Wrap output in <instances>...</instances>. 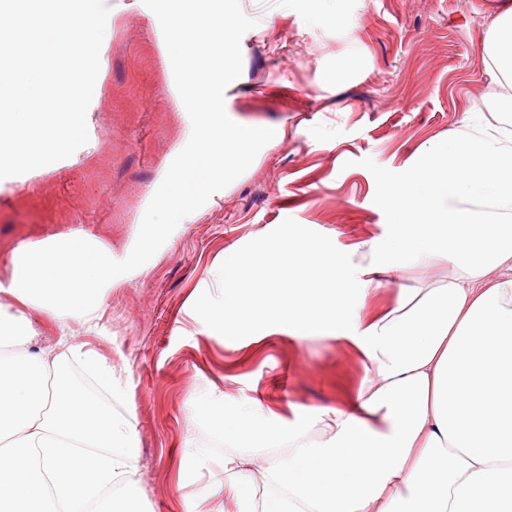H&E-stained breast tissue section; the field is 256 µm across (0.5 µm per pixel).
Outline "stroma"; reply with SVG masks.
<instances>
[{"label": "stroma", "instance_id": "1", "mask_svg": "<svg viewBox=\"0 0 512 512\" xmlns=\"http://www.w3.org/2000/svg\"><path fill=\"white\" fill-rule=\"evenodd\" d=\"M108 39L100 95L91 103L88 142L50 171L0 179V282L22 246L83 228L128 257L146 208L164 178L162 161L192 131L177 107L163 61L156 15L142 0H106ZM497 0H341L342 22L314 24L312 0H241L255 20L241 39L243 69L225 92L238 123L280 126L234 184L178 224L144 265L104 289L95 329L76 318L65 331L33 318L38 347L59 334L88 344L112 364L134 396L137 478L146 512H187L224 468V442L211 419L226 405L259 401V415L306 423L342 405L374 372L349 341L288 334L217 337L211 305L224 254L275 256L280 242L324 241L352 284L349 313L368 319L389 306L399 284L433 288L452 264L399 283L362 284L387 244L384 187L464 115L487 109L495 88L484 74L483 44Z\"/></svg>", "mask_w": 512, "mask_h": 512}]
</instances>
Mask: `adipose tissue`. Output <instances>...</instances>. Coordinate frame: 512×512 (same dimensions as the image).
<instances>
[{
    "instance_id": "adipose-tissue-1",
    "label": "adipose tissue",
    "mask_w": 512,
    "mask_h": 512,
    "mask_svg": "<svg viewBox=\"0 0 512 512\" xmlns=\"http://www.w3.org/2000/svg\"><path fill=\"white\" fill-rule=\"evenodd\" d=\"M495 105L419 154L385 189L393 226L368 275L428 257L456 267L446 285L403 288L367 321H348L339 260L326 244L284 239L278 285L260 254L225 253L214 321L239 331L349 340L374 369L354 401L301 427L236 404L213 418L224 439V498L189 512H512V7L483 46ZM115 277L111 249L83 230L22 247L0 306V512H139L131 415L112 410V366L60 337L36 348L31 316L93 323ZM287 448L263 473L264 497L238 495L253 458Z\"/></svg>"
}]
</instances>
